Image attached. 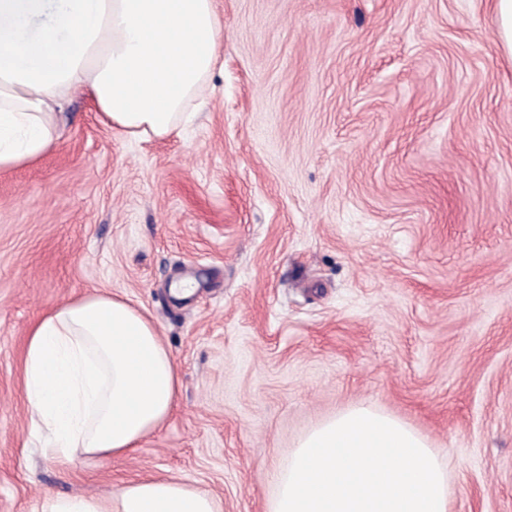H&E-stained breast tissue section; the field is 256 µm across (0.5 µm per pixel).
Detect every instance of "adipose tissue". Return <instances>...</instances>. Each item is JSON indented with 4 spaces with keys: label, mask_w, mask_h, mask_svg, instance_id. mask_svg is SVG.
I'll use <instances>...</instances> for the list:
<instances>
[{
    "label": "adipose tissue",
    "mask_w": 512,
    "mask_h": 512,
    "mask_svg": "<svg viewBox=\"0 0 512 512\" xmlns=\"http://www.w3.org/2000/svg\"><path fill=\"white\" fill-rule=\"evenodd\" d=\"M215 0H0V172L32 165L60 139L59 108L86 93L104 124L164 138L194 121L219 59ZM31 416L55 454L109 459L170 416L177 367L151 319L109 294L45 311L24 353ZM39 512H221L209 493L166 478L109 499L45 497Z\"/></svg>",
    "instance_id": "obj_1"
}]
</instances>
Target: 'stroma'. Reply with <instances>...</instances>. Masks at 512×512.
Instances as JSON below:
<instances>
[{"instance_id": "obj_1", "label": "stroma", "mask_w": 512, "mask_h": 512, "mask_svg": "<svg viewBox=\"0 0 512 512\" xmlns=\"http://www.w3.org/2000/svg\"><path fill=\"white\" fill-rule=\"evenodd\" d=\"M216 6L195 124L130 138L78 94L56 149L0 172V512L147 476L267 512L298 439L358 405L446 459L449 512H512V54L490 0ZM95 293L152 319L181 390L128 454L62 458L27 333Z\"/></svg>"}]
</instances>
